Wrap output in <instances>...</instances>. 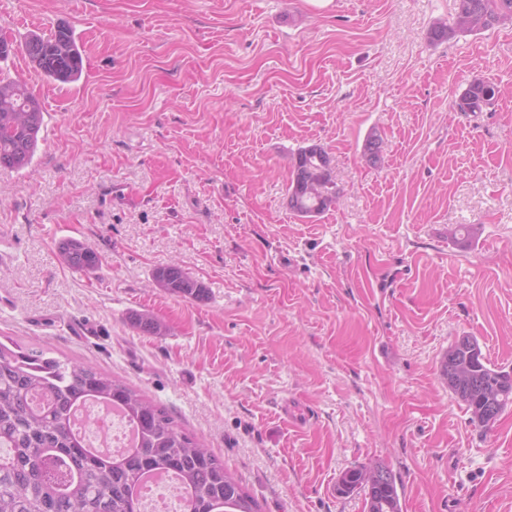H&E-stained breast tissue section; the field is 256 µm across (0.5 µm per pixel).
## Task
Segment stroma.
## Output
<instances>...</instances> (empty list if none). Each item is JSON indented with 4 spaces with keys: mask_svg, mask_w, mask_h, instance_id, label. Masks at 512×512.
Instances as JSON below:
<instances>
[{
    "mask_svg": "<svg viewBox=\"0 0 512 512\" xmlns=\"http://www.w3.org/2000/svg\"><path fill=\"white\" fill-rule=\"evenodd\" d=\"M456 0H0V34L73 30L78 83L22 52L49 104L32 164L0 168V337L115 376L235 471L263 512H364L377 463L403 512H512V406L474 425L441 373L457 337L512 372V24L434 43ZM476 79L493 104L454 102ZM382 157L363 155L369 133ZM323 146L340 190L288 208ZM478 225L466 245L450 238ZM102 258L84 275L63 240ZM179 263L205 300L159 288ZM167 323L148 336L129 316ZM307 419L287 420L282 404ZM308 147L299 148L291 158L287 187L289 209L299 217L317 216L336 201V183L331 176L332 158L323 148L322 166L305 157ZM317 199L320 206L314 208ZM314 211V212H313ZM59 256L69 268L84 274L95 273L101 265L99 253L78 239H67L59 244ZM371 469L377 470V477L371 486L359 483L356 476L357 471L365 469L353 468L343 472L336 485L338 494L351 496L362 492L367 512H402L397 476L383 464Z\"/></svg>",
    "mask_w": 512,
    "mask_h": 512,
    "instance_id": "obj_1",
    "label": "stroma"
}]
</instances>
